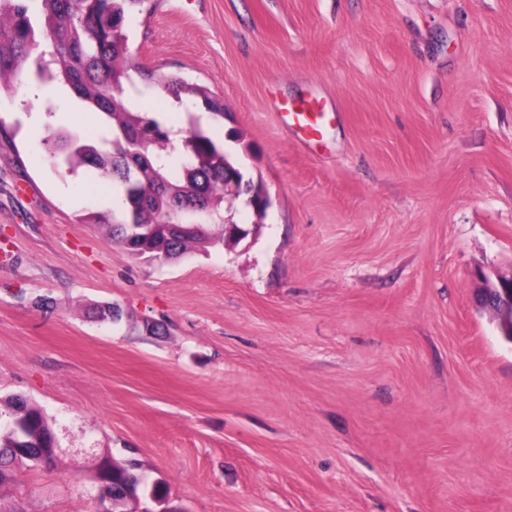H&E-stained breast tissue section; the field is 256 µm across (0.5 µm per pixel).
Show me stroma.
<instances>
[{
    "label": "stroma",
    "mask_w": 512,
    "mask_h": 512,
    "mask_svg": "<svg viewBox=\"0 0 512 512\" xmlns=\"http://www.w3.org/2000/svg\"><path fill=\"white\" fill-rule=\"evenodd\" d=\"M125 28L225 114L151 107L272 206L240 243L133 258L101 177L39 146L51 120L94 138L85 105L0 90V413L25 396L57 442L0 512H94L109 457L161 482L149 512H512V344L477 302L512 272V0H149ZM309 104L314 146L285 119Z\"/></svg>",
    "instance_id": "obj_1"
}]
</instances>
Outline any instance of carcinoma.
I'll return each instance as SVG.
<instances>
[{
    "instance_id": "obj_1",
    "label": "carcinoma",
    "mask_w": 512,
    "mask_h": 512,
    "mask_svg": "<svg viewBox=\"0 0 512 512\" xmlns=\"http://www.w3.org/2000/svg\"><path fill=\"white\" fill-rule=\"evenodd\" d=\"M144 0H0V86L14 88L31 57L35 77L58 79L86 105L105 115L97 142L47 127L45 153L56 165H87L112 182L122 219L112 221V242L132 256L155 260L163 246L182 256L224 242V225L240 223L245 197L224 191L233 176L229 155L191 125L176 130L144 106L145 95L168 93L200 101L216 116L224 104L201 85L161 76L134 63L124 32L126 17ZM131 224H157L155 237L127 246ZM218 225L219 232L208 227ZM7 424H0V484L10 466L41 465L54 458L53 432L44 413L21 397L9 399ZM133 464L106 460L100 466L101 500L118 509L143 488Z\"/></svg>"
}]
</instances>
